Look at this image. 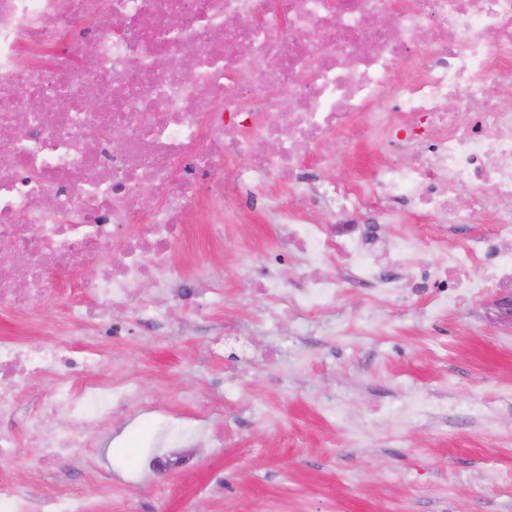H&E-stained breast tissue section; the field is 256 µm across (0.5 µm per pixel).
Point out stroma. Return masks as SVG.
<instances>
[{
	"mask_svg": "<svg viewBox=\"0 0 512 512\" xmlns=\"http://www.w3.org/2000/svg\"><path fill=\"white\" fill-rule=\"evenodd\" d=\"M237 194L252 223L220 250L197 237L180 258L194 298L154 296L104 337L159 412L108 413L97 433L65 418L87 445L48 469L36 465L29 422L47 397L41 382L0 417L26 452L25 492L64 488L97 512H512V300L477 295L432 313L408 272L397 303L329 264L342 282L334 313L257 321L254 276L238 256L250 251L259 266L280 244L267 195L308 202L281 182ZM391 209L389 236L455 246L491 228L485 211L437 224L402 201ZM228 379L243 407L204 413Z\"/></svg>",
	"mask_w": 512,
	"mask_h": 512,
	"instance_id": "obj_1",
	"label": "stroma"
}]
</instances>
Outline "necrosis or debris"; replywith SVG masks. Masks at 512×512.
Wrapping results in <instances>:
<instances>
[{
    "label": "necrosis or debris",
    "mask_w": 512,
    "mask_h": 512,
    "mask_svg": "<svg viewBox=\"0 0 512 512\" xmlns=\"http://www.w3.org/2000/svg\"><path fill=\"white\" fill-rule=\"evenodd\" d=\"M89 55L97 68L78 70ZM505 88L512 0H0V310L36 320L35 303L62 276L81 291L42 323L46 342L0 337V416L36 380L48 386L39 422L152 404L113 380L123 364L98 342L104 315L144 305V284L175 287L198 214L217 240L241 223L225 173L298 186L304 157L333 171L353 131L386 139L396 158L373 172L380 192L321 179L313 203L344 212L406 200L467 224L455 200L466 188L509 207L488 235L434 244L425 265L414 237L318 222L268 199L296 261L268 257L255 295L276 299L283 317L330 313L341 288L322 271L332 260L385 291L394 281L383 265L412 271V288L437 308L512 292V109L496 96ZM39 98L53 109L31 110ZM69 323L83 325V345ZM0 512L85 506L0 480Z\"/></svg>",
    "instance_id": "4bbe7bcc"
}]
</instances>
